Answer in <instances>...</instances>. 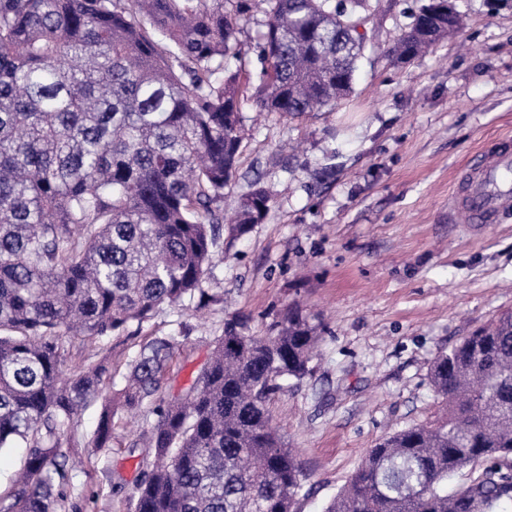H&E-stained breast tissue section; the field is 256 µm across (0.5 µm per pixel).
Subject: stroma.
I'll return each instance as SVG.
<instances>
[{"instance_id":"obj_1","label":"stroma","mask_w":512,"mask_h":512,"mask_svg":"<svg viewBox=\"0 0 512 512\" xmlns=\"http://www.w3.org/2000/svg\"><path fill=\"white\" fill-rule=\"evenodd\" d=\"M420 0H373L368 53L336 110L258 114L244 102L235 182L217 207L231 215L251 182L271 190L266 219L224 232L199 308L161 306L96 344L64 339V376L104 362L101 389L119 388L140 347L174 339L164 388L176 395L207 362L224 321L245 316L267 335L299 304L321 342L312 372L275 394L272 422L302 463L299 512H324L384 435L436 419L430 362L512 310V213L471 229L452 207L459 177L498 139L512 138V0H456L463 29L394 64L387 51ZM265 16L238 35L243 90L257 84L254 47ZM150 407L114 418L111 447H62L69 480L58 512H131L147 458L133 449Z\"/></svg>"}]
</instances>
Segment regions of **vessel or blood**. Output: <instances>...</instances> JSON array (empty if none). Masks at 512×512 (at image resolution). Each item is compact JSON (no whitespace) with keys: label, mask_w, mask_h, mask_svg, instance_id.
Here are the masks:
<instances>
[{"label":"vessel or blood","mask_w":512,"mask_h":512,"mask_svg":"<svg viewBox=\"0 0 512 512\" xmlns=\"http://www.w3.org/2000/svg\"><path fill=\"white\" fill-rule=\"evenodd\" d=\"M458 208L464 223L491 224L512 208V140L492 144L486 160L466 169Z\"/></svg>","instance_id":"1"}]
</instances>
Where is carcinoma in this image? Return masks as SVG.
I'll list each match as a JSON object with an SVG mask.
<instances>
[{"label": "carcinoma", "instance_id": "cac0c4a2", "mask_svg": "<svg viewBox=\"0 0 512 512\" xmlns=\"http://www.w3.org/2000/svg\"><path fill=\"white\" fill-rule=\"evenodd\" d=\"M260 112L299 115L352 93L371 0H261ZM423 0L390 50L406 64L461 24ZM231 8H226V5ZM248 0H0V450L23 448L6 512H57L58 448L112 447L116 402L156 399L172 341L155 337L110 397L99 362L62 378V338L95 342L166 304L207 298L213 205L243 143L239 22ZM239 196L230 230L270 209ZM271 336L224 321L189 388L161 398L133 512H298L303 473L271 424L272 396L310 373L317 328L288 306ZM434 421L381 438L325 512H499L512 503V311L436 356ZM101 402L94 432L76 418ZM471 467L448 492V476Z\"/></svg>", "mask_w": 512, "mask_h": 512}]
</instances>
